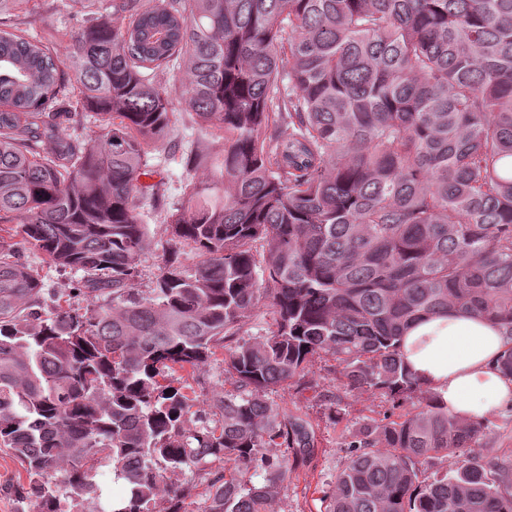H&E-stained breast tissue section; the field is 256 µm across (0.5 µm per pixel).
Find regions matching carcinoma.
I'll list each match as a JSON object with an SVG mask.
<instances>
[{
  "label": "carcinoma",
  "instance_id": "carcinoma-1",
  "mask_svg": "<svg viewBox=\"0 0 512 512\" xmlns=\"http://www.w3.org/2000/svg\"><path fill=\"white\" fill-rule=\"evenodd\" d=\"M70 2L84 23L62 59L0 31V447L37 512L97 493L102 464L127 489L110 512H180L166 474L186 469L205 512H273L318 440L269 394L322 355L346 390L413 401L349 436L328 512H512V472L472 453L488 422L448 414L399 350L419 317L473 313L506 337L512 378V0ZM180 68L224 147L195 153L207 173L166 212L198 263L172 250L145 293L136 200L175 113L161 76ZM87 112L105 117L92 135ZM13 224L95 300L41 313ZM263 301L265 334L240 339ZM218 348L232 389L210 419L170 372ZM448 455L454 474L426 476Z\"/></svg>",
  "mask_w": 512,
  "mask_h": 512
}]
</instances>
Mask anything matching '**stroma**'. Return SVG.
I'll return each instance as SVG.
<instances>
[{"label": "stroma", "mask_w": 512, "mask_h": 512, "mask_svg": "<svg viewBox=\"0 0 512 512\" xmlns=\"http://www.w3.org/2000/svg\"><path fill=\"white\" fill-rule=\"evenodd\" d=\"M36 4L35 13L0 17V30L20 28L30 36L52 39L55 52L64 53V44L56 40L58 32L79 27L78 18L70 9L68 0H36ZM185 79L186 74L182 71L166 79L175 117L164 147L153 153L151 174L144 179L145 184L158 186L160 193L171 204L184 201L186 186L194 177L193 172L185 166L189 151L200 147L216 151L222 145L216 130L200 126L194 113L187 111L181 102L180 87ZM138 206L151 237L149 249L137 260L140 271L137 286L146 291L152 287L161 260L170 247H178L180 259L186 266H194L199 257L192 243L172 244L165 221L166 213L155 206L151 196L140 197ZM9 241L19 250L22 261L39 275L43 283L41 301L45 308H52L60 297L76 307L87 305L88 298L80 290L83 272L47 265L41 253L25 243L21 236H10ZM334 367L335 362L331 357L315 358L307 376L310 389L303 391L296 384L288 383L278 387L272 395L275 403L283 409H298L306 413L320 442L319 452L309 466L289 478L278 504L279 512H325L321 500L322 489L346 462L344 429H355L367 418H382L384 413L392 409L391 401L383 395L372 392L344 393ZM175 377L178 383L194 390L198 398L197 410L214 414L213 401L223 395L225 389L223 354H216L198 371H177ZM339 394L344 397V417L337 424L330 417L329 407ZM488 423L489 430L480 440L481 454L495 458L501 467L512 470V407L492 415ZM0 512H35L34 503L29 497L27 474L19 461L5 449L0 450Z\"/></svg>", "instance_id": "stroma-1"}]
</instances>
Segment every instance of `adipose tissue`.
Returning a JSON list of instances; mask_svg holds the SVG:
<instances>
[{
  "mask_svg": "<svg viewBox=\"0 0 512 512\" xmlns=\"http://www.w3.org/2000/svg\"><path fill=\"white\" fill-rule=\"evenodd\" d=\"M505 345L498 327L485 319L451 313L416 321L402 336L400 351L450 414L477 420L512 405V380L496 369Z\"/></svg>",
  "mask_w": 512,
  "mask_h": 512,
  "instance_id": "obj_1",
  "label": "adipose tissue"
}]
</instances>
